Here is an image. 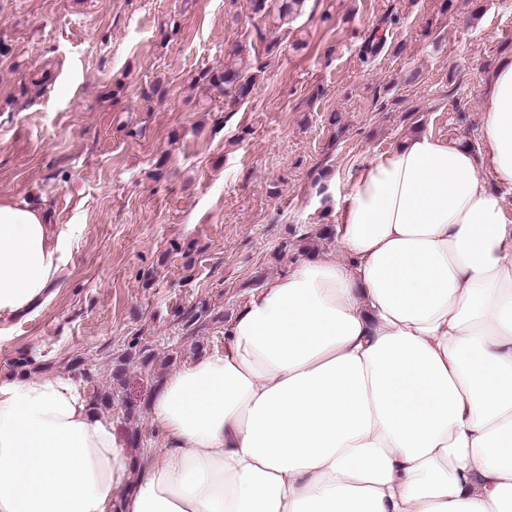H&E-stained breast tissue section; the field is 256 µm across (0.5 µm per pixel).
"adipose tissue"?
Segmentation results:
<instances>
[{"mask_svg": "<svg viewBox=\"0 0 512 512\" xmlns=\"http://www.w3.org/2000/svg\"><path fill=\"white\" fill-rule=\"evenodd\" d=\"M489 85L485 154L373 157L338 207L348 262L300 261L156 387L163 449L131 457L69 377L0 378V512H512V61ZM60 263L43 210L0 202V325Z\"/></svg>", "mask_w": 512, "mask_h": 512, "instance_id": "adipose-tissue-1", "label": "adipose tissue"}]
</instances>
